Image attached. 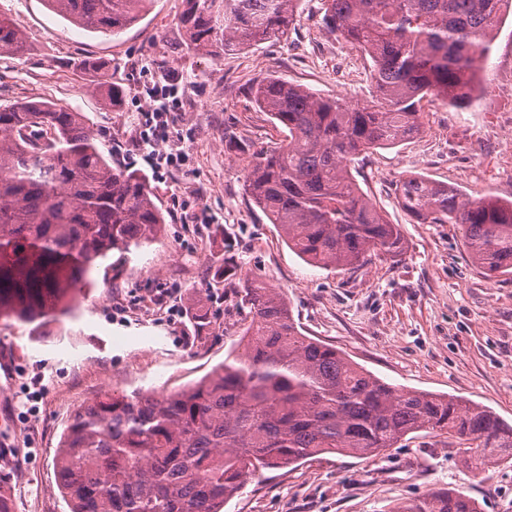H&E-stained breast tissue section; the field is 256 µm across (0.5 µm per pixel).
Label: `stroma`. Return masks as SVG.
Returning a JSON list of instances; mask_svg holds the SVG:
<instances>
[{"instance_id":"stroma-1","label":"stroma","mask_w":512,"mask_h":512,"mask_svg":"<svg viewBox=\"0 0 512 512\" xmlns=\"http://www.w3.org/2000/svg\"><path fill=\"white\" fill-rule=\"evenodd\" d=\"M183 9V0H151L140 21L110 36L77 28L44 0H0V15L24 41L21 50H0V106L51 101L83 112L113 166L146 175L166 218L153 242L101 261L69 314L38 329L0 318V485L13 512H69L55 460L79 406L110 391L180 390L236 349L245 313L234 288L215 276L228 260L239 276L284 288L304 334L385 382L485 405L512 424V276L487 275L466 248L463 225L416 223L395 192L401 178L419 174L472 198L512 200V14L480 67L478 104L457 110L426 98L419 135L354 164L363 191L399 226L404 253L326 270L290 250L244 190L255 153L286 137L252 89L280 77L361 105L367 59L328 31L323 0H301L286 38L224 56L190 48ZM91 58L108 65L118 104H107L86 69ZM159 66L188 78L172 114L188 160L163 177L136 143L142 88ZM201 211L211 223H197ZM198 314L208 322L200 334ZM36 375L42 389L33 406L27 385ZM461 457L458 445L417 432L376 457L324 454L264 471L224 512H388L440 487L464 490L483 512H512V465L478 477Z\"/></svg>"}]
</instances>
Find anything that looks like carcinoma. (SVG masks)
<instances>
[{
	"label": "carcinoma",
	"instance_id": "obj_1",
	"mask_svg": "<svg viewBox=\"0 0 512 512\" xmlns=\"http://www.w3.org/2000/svg\"><path fill=\"white\" fill-rule=\"evenodd\" d=\"M71 23L118 33L150 0H44ZM190 45L213 55L288 36L299 0H184ZM330 32L370 65V101L348 107L280 78L258 84L256 104L287 130L256 153L245 191L288 247L323 269L403 253L399 226L362 191L351 164L421 131L420 102L453 108L478 98L474 57L486 58L512 0H324ZM21 33L0 17V50ZM420 224H462L487 274H512V200L469 198L446 183H396ZM165 216L146 177L116 169L85 115L51 102L0 108V317L33 323L65 314L68 292L98 263L152 242ZM239 347L174 393H106L78 409L58 451V486L70 512H222L264 469L322 454L375 457L420 431L469 443L478 473L512 460V425L486 406L399 390L304 335L283 291L244 283ZM390 512H481L458 488H438Z\"/></svg>",
	"mask_w": 512,
	"mask_h": 512
}]
</instances>
